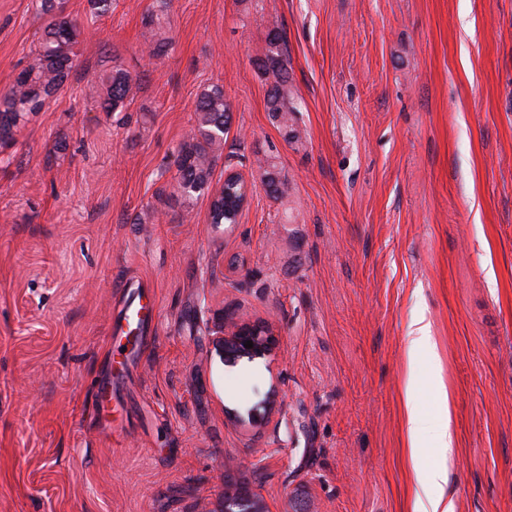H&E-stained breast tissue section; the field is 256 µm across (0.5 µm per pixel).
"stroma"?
<instances>
[{"label":"stroma","mask_w":512,"mask_h":512,"mask_svg":"<svg viewBox=\"0 0 512 512\" xmlns=\"http://www.w3.org/2000/svg\"><path fill=\"white\" fill-rule=\"evenodd\" d=\"M153 2L67 0L78 65L0 147V512H222L228 476L269 512H413L411 368L422 412L452 395L455 512H512V0ZM41 23L36 0H0V90ZM274 29L294 139L257 67ZM114 66L122 112L84 97ZM211 84L231 123L186 201L173 160ZM231 171L248 200L216 225ZM137 281L153 342L101 411ZM418 318L435 354L412 361ZM227 320L272 324L275 353L224 343ZM258 176L266 192L275 198H284L288 194V183L281 177L277 165L266 159L258 162ZM154 308L155 299L149 288L140 282L130 285L120 314L114 319L112 325V332L116 334L112 336L115 343L120 346L124 338L127 339L129 334L149 318ZM133 325H135L134 328H132Z\"/></svg>","instance_id":"1"}]
</instances>
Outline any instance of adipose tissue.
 Listing matches in <instances>:
<instances>
[{
    "mask_svg": "<svg viewBox=\"0 0 512 512\" xmlns=\"http://www.w3.org/2000/svg\"><path fill=\"white\" fill-rule=\"evenodd\" d=\"M418 380L415 373H408L405 383V425L412 465H419L423 450L420 446L422 434H431L438 445L441 458L450 454L453 448L452 415L450 397L447 391L438 390L435 410L432 415L421 414L417 409Z\"/></svg>",
    "mask_w": 512,
    "mask_h": 512,
    "instance_id": "adipose-tissue-1",
    "label": "adipose tissue"
}]
</instances>
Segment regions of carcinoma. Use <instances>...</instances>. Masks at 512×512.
<instances>
[{
    "mask_svg": "<svg viewBox=\"0 0 512 512\" xmlns=\"http://www.w3.org/2000/svg\"><path fill=\"white\" fill-rule=\"evenodd\" d=\"M39 11L46 18L39 36L9 88L0 93V146L16 139L29 115L40 111L66 83L73 69L78 44L77 24L64 14V0H39ZM281 32L268 34L269 50L262 66L271 71L275 82L267 94V110L282 126H288V68L283 58ZM133 78L124 69L113 67L87 80L85 93L99 101L106 112L126 109ZM196 127L190 140L181 146L174 164L177 168V192L186 201L209 188L213 167L224 150V134L229 129L230 109L224 88L212 84L196 101ZM258 176L266 192L275 198L288 194V183L270 160L258 162ZM240 187L228 184L210 204V223L234 224L242 206Z\"/></svg>",
    "mask_w": 512,
    "mask_h": 512,
    "instance_id": "carcinoma-1",
    "label": "carcinoma"
}]
</instances>
